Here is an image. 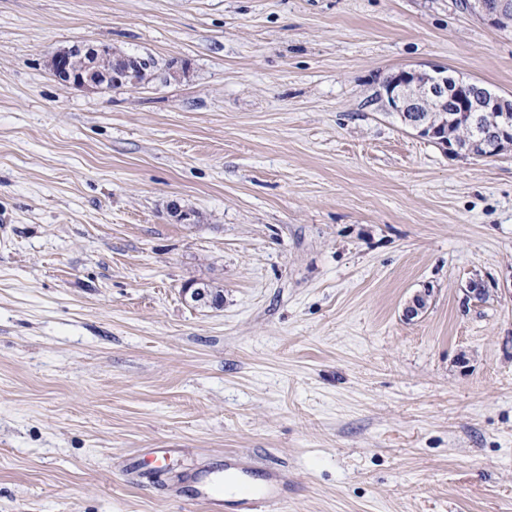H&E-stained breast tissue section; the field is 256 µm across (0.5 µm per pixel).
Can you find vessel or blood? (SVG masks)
Instances as JSON below:
<instances>
[{"mask_svg":"<svg viewBox=\"0 0 512 512\" xmlns=\"http://www.w3.org/2000/svg\"><path fill=\"white\" fill-rule=\"evenodd\" d=\"M192 481L208 512H277L288 500L282 471L259 467L236 451L226 452L223 464L195 472Z\"/></svg>","mask_w":512,"mask_h":512,"instance_id":"obj_1","label":"vessel or blood"}]
</instances>
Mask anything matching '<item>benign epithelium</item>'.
<instances>
[{
    "instance_id": "obj_1",
    "label": "benign epithelium",
    "mask_w": 512,
    "mask_h": 512,
    "mask_svg": "<svg viewBox=\"0 0 512 512\" xmlns=\"http://www.w3.org/2000/svg\"><path fill=\"white\" fill-rule=\"evenodd\" d=\"M469 11L489 24L501 27L512 21V0H495L494 6H488L487 0H469ZM78 53L89 60L110 57L115 52L112 45L105 42H88L71 48L58 50L50 57V66L54 75L65 83L92 90L105 89L108 86H127L136 84L140 59L121 54L109 72L87 66L81 71L71 67L70 53ZM455 83L453 94L458 99V110L462 112H497L500 115L498 128L490 132L494 137L493 152L499 153L512 148V100L493 96L485 88L473 81L457 79L441 74L433 65H420L402 69L387 77L376 91L385 110L398 115L418 136L434 143L445 152L457 154L460 146L448 140V125L444 122L432 124L425 122L424 112L448 111V85ZM189 299L200 306H213L210 288L205 284H195L183 289Z\"/></svg>"
}]
</instances>
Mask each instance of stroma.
I'll use <instances>...</instances> for the list:
<instances>
[{"instance_id": "1", "label": "stroma", "mask_w": 512, "mask_h": 512, "mask_svg": "<svg viewBox=\"0 0 512 512\" xmlns=\"http://www.w3.org/2000/svg\"><path fill=\"white\" fill-rule=\"evenodd\" d=\"M90 40L153 79L56 80ZM420 64L512 96V29L460 0H0V512H207L182 480L228 451L286 473L281 512H512V151L370 105Z\"/></svg>"}]
</instances>
